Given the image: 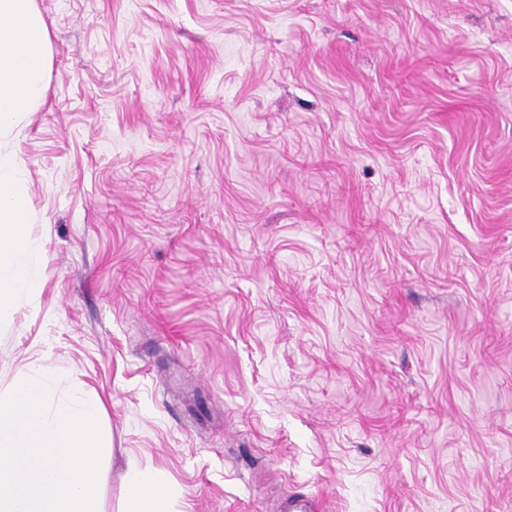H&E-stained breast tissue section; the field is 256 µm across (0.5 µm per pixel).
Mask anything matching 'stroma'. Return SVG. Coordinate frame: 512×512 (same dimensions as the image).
<instances>
[{"mask_svg":"<svg viewBox=\"0 0 512 512\" xmlns=\"http://www.w3.org/2000/svg\"><path fill=\"white\" fill-rule=\"evenodd\" d=\"M9 144L55 368L176 512H512V0H38Z\"/></svg>","mask_w":512,"mask_h":512,"instance_id":"35a3bbf8","label":"stroma"}]
</instances>
